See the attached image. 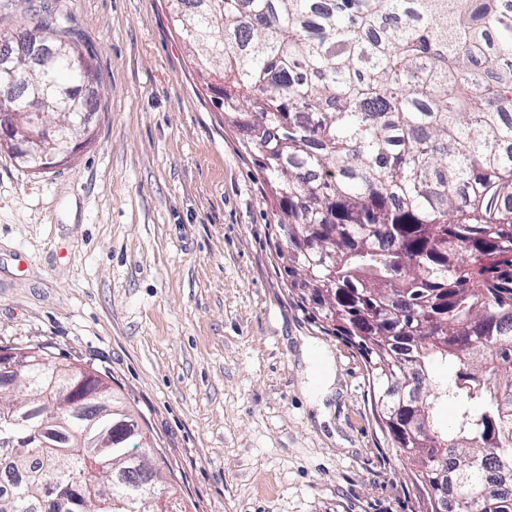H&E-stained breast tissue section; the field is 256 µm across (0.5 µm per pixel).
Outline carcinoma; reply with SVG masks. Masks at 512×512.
<instances>
[{
    "instance_id": "obj_1",
    "label": "carcinoma",
    "mask_w": 512,
    "mask_h": 512,
    "mask_svg": "<svg viewBox=\"0 0 512 512\" xmlns=\"http://www.w3.org/2000/svg\"><path fill=\"white\" fill-rule=\"evenodd\" d=\"M197 69L259 157L288 240L290 287L365 361L372 412L423 496L447 512H512V0H170ZM27 34L68 54L0 72L26 125L45 102L71 147L92 79L71 17L26 12ZM21 391L0 383V439L27 473L0 512H180L134 414L108 390L64 399L74 365L43 349ZM423 395H394L401 360ZM439 363L448 371L431 375ZM453 417L443 428L437 407ZM140 438L143 451L128 450Z\"/></svg>"
}]
</instances>
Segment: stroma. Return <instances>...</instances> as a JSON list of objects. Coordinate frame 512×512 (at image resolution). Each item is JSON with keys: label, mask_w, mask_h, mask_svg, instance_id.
Returning a JSON list of instances; mask_svg holds the SVG:
<instances>
[{"label": "stroma", "mask_w": 512, "mask_h": 512, "mask_svg": "<svg viewBox=\"0 0 512 512\" xmlns=\"http://www.w3.org/2000/svg\"><path fill=\"white\" fill-rule=\"evenodd\" d=\"M100 88L90 136L35 172L0 152V349L99 374L184 512H419L356 348L288 292L271 192L169 0H56ZM335 380L304 388L302 342Z\"/></svg>", "instance_id": "35a3bbf8"}]
</instances>
